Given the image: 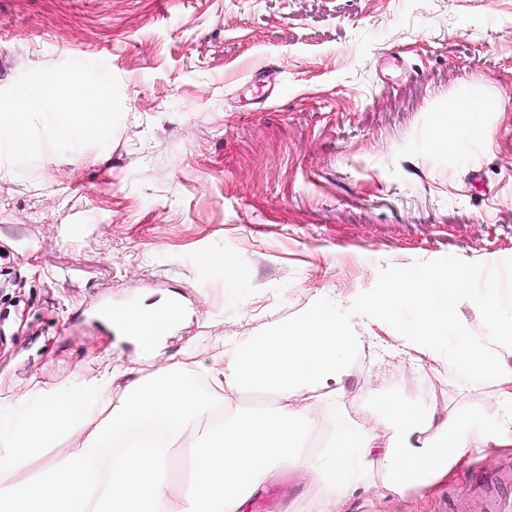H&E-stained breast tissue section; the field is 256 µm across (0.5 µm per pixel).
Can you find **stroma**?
<instances>
[{"instance_id":"35a3bbf8","label":"stroma","mask_w":512,"mask_h":512,"mask_svg":"<svg viewBox=\"0 0 512 512\" xmlns=\"http://www.w3.org/2000/svg\"><path fill=\"white\" fill-rule=\"evenodd\" d=\"M67 59L104 60L124 113L106 147L0 158V418L208 362L318 304L361 338L350 417L426 404L443 373L449 407L476 404L447 352L397 349L364 311L424 269L512 288V0H0V89ZM473 84L477 128L447 114ZM169 298L182 318L153 349L107 322ZM511 493L512 449H472L433 490L356 488L350 508L490 512Z\"/></svg>"}]
</instances>
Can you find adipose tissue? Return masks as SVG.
I'll return each mask as SVG.
<instances>
[{"instance_id":"1","label":"adipose tissue","mask_w":512,"mask_h":512,"mask_svg":"<svg viewBox=\"0 0 512 512\" xmlns=\"http://www.w3.org/2000/svg\"><path fill=\"white\" fill-rule=\"evenodd\" d=\"M502 292L494 286L460 288L455 278L416 275L401 288L369 300L367 312L394 315L412 306L417 319L398 342L428 355L448 346L453 369L490 392L475 409L436 423L444 401L433 381L424 408L390 399L378 408L390 434L346 417L335 404L336 388L350 373L358 338L335 312L316 306L259 336L222 346L207 368L213 384L201 391L183 378L185 361L164 371L110 384L94 395L85 417L73 401L49 395L39 407L0 420V471L23 472L0 486V512H244L272 469L295 460L313 495L306 512H348L351 490L402 494L447 479L471 448L512 445V318L503 319ZM485 315L481 331L458 318L461 304ZM174 301L122 311L116 323L142 346L154 345L179 319ZM325 392L329 434L317 455L300 445L323 417L308 407ZM265 393L276 412L242 413L233 397ZM98 427L82 434L84 421ZM70 446L61 460L60 440Z\"/></svg>"}]
</instances>
